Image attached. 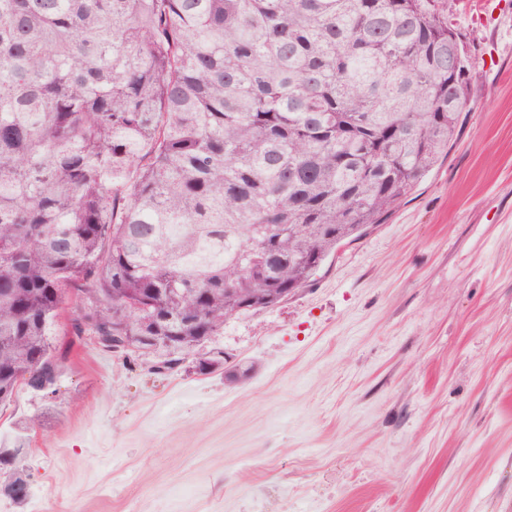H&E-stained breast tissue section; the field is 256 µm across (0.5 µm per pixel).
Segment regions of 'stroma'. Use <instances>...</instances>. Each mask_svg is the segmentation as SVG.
<instances>
[{"mask_svg": "<svg viewBox=\"0 0 512 512\" xmlns=\"http://www.w3.org/2000/svg\"><path fill=\"white\" fill-rule=\"evenodd\" d=\"M469 99L448 154L311 286L149 374L92 337L19 387L0 512H512V0H456Z\"/></svg>", "mask_w": 512, "mask_h": 512, "instance_id": "obj_1", "label": "stroma"}]
</instances>
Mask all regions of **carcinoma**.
<instances>
[{
	"label": "carcinoma",
	"mask_w": 512,
	"mask_h": 512,
	"mask_svg": "<svg viewBox=\"0 0 512 512\" xmlns=\"http://www.w3.org/2000/svg\"><path fill=\"white\" fill-rule=\"evenodd\" d=\"M451 0H0V404L70 335L177 368L447 154ZM458 44L457 67L448 41Z\"/></svg>",
	"instance_id": "obj_1"
}]
</instances>
